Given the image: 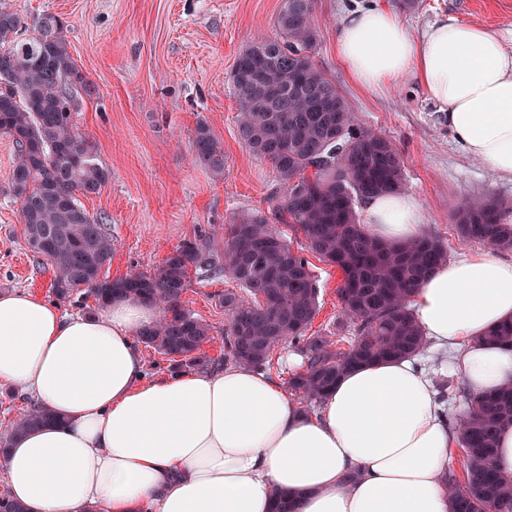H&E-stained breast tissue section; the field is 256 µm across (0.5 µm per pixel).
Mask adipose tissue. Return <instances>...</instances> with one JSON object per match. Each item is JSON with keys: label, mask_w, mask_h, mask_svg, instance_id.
<instances>
[{"label": "adipose tissue", "mask_w": 512, "mask_h": 512, "mask_svg": "<svg viewBox=\"0 0 512 512\" xmlns=\"http://www.w3.org/2000/svg\"><path fill=\"white\" fill-rule=\"evenodd\" d=\"M336 54L361 87L413 79L464 152L512 177V31L443 18L414 35L381 0L341 18ZM369 234H424L417 199H366ZM424 353L358 365L316 412L248 365L147 377L134 336L154 305L119 298L62 314L25 291L0 292V384L53 420L11 437L0 485L26 512H451L444 474L460 431L440 398L447 364L466 397L512 384V346L485 334L512 319V260L488 248L439 265L415 288Z\"/></svg>", "instance_id": "obj_1"}]
</instances>
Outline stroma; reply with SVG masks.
Listing matches in <instances>:
<instances>
[{"instance_id": "stroma-1", "label": "stroma", "mask_w": 512, "mask_h": 512, "mask_svg": "<svg viewBox=\"0 0 512 512\" xmlns=\"http://www.w3.org/2000/svg\"><path fill=\"white\" fill-rule=\"evenodd\" d=\"M350 0H315L319 37L314 60L333 80L361 127L389 138L403 160V189L419 201L428 234L443 238L450 259L480 249L462 240L451 220L467 197L512 202V178L500 177L471 159L442 122L437 106L415 81L380 92L360 88L336 57L339 20ZM36 18L45 13L67 22L68 48L90 84L78 114L109 178L99 193L82 197L94 217H104L112 238L110 278L132 270L150 272L172 250L199 234L224 246L232 216L267 208L279 192L275 167L252 154L238 132V106L229 81L239 53L275 33L283 0H0ZM512 30V0H419L402 14L414 34L435 20ZM205 122L224 150L217 176L192 160L198 122ZM16 147L0 134V292L26 290L57 303L66 314H87L93 300L81 293L57 300L53 271L25 243L20 204L7 193ZM320 310L310 330H337L340 271L311 257ZM224 276L189 274L183 302L211 328L203 351L212 368L224 365L227 319L213 297L234 288Z\"/></svg>"}]
</instances>
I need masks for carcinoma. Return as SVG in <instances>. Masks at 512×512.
Returning a JSON list of instances; mask_svg holds the SVG:
<instances>
[{
  "instance_id": "1",
  "label": "carcinoma",
  "mask_w": 512,
  "mask_h": 512,
  "mask_svg": "<svg viewBox=\"0 0 512 512\" xmlns=\"http://www.w3.org/2000/svg\"><path fill=\"white\" fill-rule=\"evenodd\" d=\"M313 13L314 0H284L279 34L249 44L230 75L241 138L282 181L268 209L232 217L220 253L197 237L175 247L153 271L111 280L101 271L112 259V239L103 219L91 217L79 199L101 190L109 174L77 124L89 84L69 52L64 21L46 13L30 24L0 7V134L18 149L8 192L20 203L28 247L52 265L55 296L64 300L79 291L99 307L127 296L157 305L161 318L138 341L176 370H199L211 361L202 352L210 329L182 306V295L191 269L224 274L241 289L217 295L228 317L225 354L236 364L263 368L272 366L278 348L293 345L305 366L288 385L311 403L355 364L411 356L424 347L411 296L448 261L435 237L392 244L359 223L356 203L401 188L402 160L391 141L360 127L335 82L315 64ZM193 160L224 173V150L203 122L195 129ZM511 216V204L473 198L456 206L452 222L465 240L512 249ZM280 224L292 225L307 251L342 270L338 325L355 327L348 348H337L333 332L306 335L319 311L316 280ZM486 339L512 343V320ZM47 417L35 404L9 433ZM509 425L512 386L467 402L460 421L464 482L452 473L444 477L454 490L452 512H512V478L492 466L498 433Z\"/></svg>"
}]
</instances>
